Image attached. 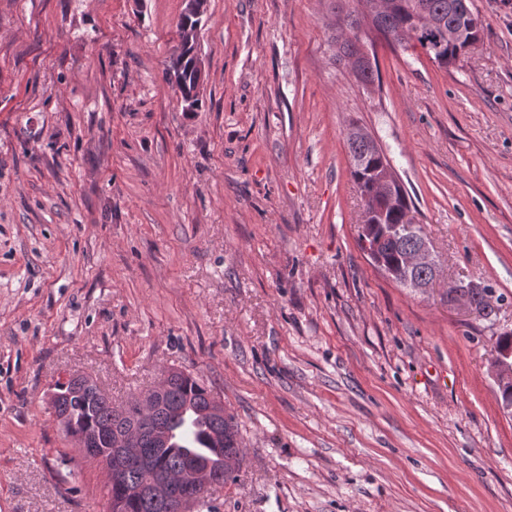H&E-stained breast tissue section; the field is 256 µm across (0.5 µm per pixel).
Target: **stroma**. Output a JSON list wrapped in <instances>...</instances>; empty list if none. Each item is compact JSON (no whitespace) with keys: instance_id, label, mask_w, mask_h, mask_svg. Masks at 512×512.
<instances>
[{"instance_id":"1","label":"stroma","mask_w":512,"mask_h":512,"mask_svg":"<svg viewBox=\"0 0 512 512\" xmlns=\"http://www.w3.org/2000/svg\"><path fill=\"white\" fill-rule=\"evenodd\" d=\"M443 70L373 37L336 60V0H209L203 106L165 79L187 0H0V512H109L104 465L48 405L200 378L243 460L214 512H512V0ZM359 125L440 265L418 293L358 245ZM489 288L484 319L450 282ZM493 369L497 382L507 380L498 388L501 403H512V351L504 352L502 354H497L495 352Z\"/></svg>"}]
</instances>
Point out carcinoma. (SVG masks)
Returning a JSON list of instances; mask_svg holds the SVG:
<instances>
[{
  "instance_id": "cac0c4a2",
  "label": "carcinoma",
  "mask_w": 512,
  "mask_h": 512,
  "mask_svg": "<svg viewBox=\"0 0 512 512\" xmlns=\"http://www.w3.org/2000/svg\"><path fill=\"white\" fill-rule=\"evenodd\" d=\"M338 10L343 15L336 23V60L347 62L359 52V33L366 25V16L358 7L346 10L340 4ZM415 18L436 19L447 30L465 32L461 40L447 39L441 43L433 40L431 32L416 39L415 44L442 69L455 65L468 51L470 41L480 40L482 24L470 8L469 0H395L394 7L378 14L372 24L386 42L394 43ZM191 51L192 48L187 46L177 47L172 58V62L182 64L183 85L179 87L182 95L191 88L194 80L190 70ZM346 141L352 161L350 176L360 194L368 195L372 203L383 208L381 223H399L403 209L413 206V202L402 185L395 187L393 201L386 204L374 194L375 181L386 160L382 149L356 124L348 129ZM415 248V235L408 233L384 245L383 261L397 267ZM448 293L467 298L482 308L484 316L490 315L486 289L461 291L450 288ZM57 391L56 413L65 420L71 435L99 431L110 438L114 433L131 429L138 432L139 447L144 449V456H132L127 460L123 472L125 486L134 487L141 481L145 457L157 470L171 475L177 474L187 462L199 461L221 475L223 483L234 482L236 470L227 469V462L233 458L241 459L238 424L231 414L219 417L208 412L212 393L199 378L183 374L174 376L163 396L162 407L145 425L140 424L134 410V397L116 405L98 392L96 383L86 381L59 387ZM123 512L164 510L151 497L141 495L127 502Z\"/></svg>"
}]
</instances>
